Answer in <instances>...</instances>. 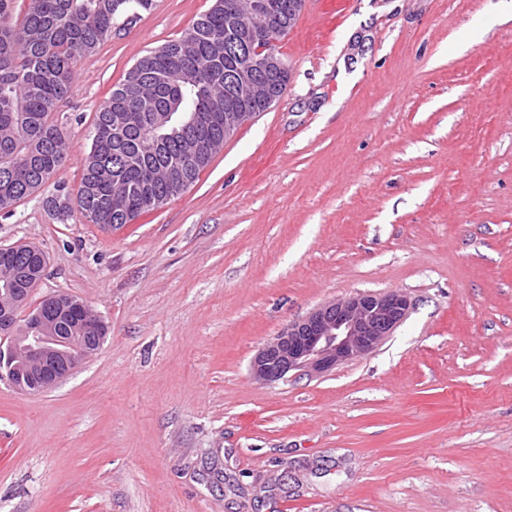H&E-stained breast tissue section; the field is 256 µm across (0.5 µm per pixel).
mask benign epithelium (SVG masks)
Wrapping results in <instances>:
<instances>
[{"label":"benign epithelium","instance_id":"benign-epithelium-1","mask_svg":"<svg viewBox=\"0 0 512 512\" xmlns=\"http://www.w3.org/2000/svg\"><path fill=\"white\" fill-rule=\"evenodd\" d=\"M240 80L251 96L272 94L258 78V64L244 68ZM249 120L246 112L224 113V138ZM28 269L0 284V381L22 395L43 393L77 370L103 345L104 321L80 298L55 292L27 307L33 289L19 288ZM413 306L401 291L364 292L329 301L288 325L265 343L250 365L263 384L286 381L290 374L322 375L368 355L405 321Z\"/></svg>","mask_w":512,"mask_h":512}]
</instances>
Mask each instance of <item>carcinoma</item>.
Segmentation results:
<instances>
[{"label":"carcinoma","mask_w":512,"mask_h":512,"mask_svg":"<svg viewBox=\"0 0 512 512\" xmlns=\"http://www.w3.org/2000/svg\"><path fill=\"white\" fill-rule=\"evenodd\" d=\"M270 33L237 22L242 0H214L175 40L149 51L112 89L92 123L77 204L88 222L104 228L129 224L150 211L152 197H177L181 190L150 175L183 154L191 141L224 140V110L252 115L267 111L288 85L289 72H267L274 98L243 101L232 81L244 52L254 56L288 35L302 0H255ZM15 0H0V206L13 205L51 180L71 144L51 112L73 90L74 61L91 54L115 27L125 28L151 11L155 0H30L22 18ZM172 111L176 125L188 112H208L209 123L187 135L147 143L144 122L152 112ZM127 115L121 135L112 133V115ZM212 156L188 163L185 187L199 179Z\"/></svg>","instance_id":"carcinoma-1"}]
</instances>
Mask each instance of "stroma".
I'll return each instance as SVG.
<instances>
[{
  "instance_id": "stroma-1",
  "label": "stroma",
  "mask_w": 512,
  "mask_h": 512,
  "mask_svg": "<svg viewBox=\"0 0 512 512\" xmlns=\"http://www.w3.org/2000/svg\"><path fill=\"white\" fill-rule=\"evenodd\" d=\"M212 0H165L74 64L72 144L0 212L33 293L108 326L55 388L0 382V512H512V20L501 0H304L288 85L162 209L77 208L102 101ZM406 293L375 352L266 385L251 358L359 292Z\"/></svg>"
}]
</instances>
